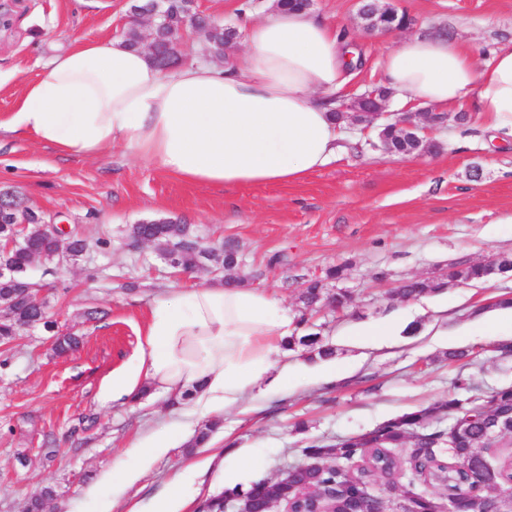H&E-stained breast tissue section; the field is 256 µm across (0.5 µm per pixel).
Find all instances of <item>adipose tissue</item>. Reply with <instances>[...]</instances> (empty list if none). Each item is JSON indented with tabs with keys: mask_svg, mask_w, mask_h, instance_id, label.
<instances>
[{
	"mask_svg": "<svg viewBox=\"0 0 512 512\" xmlns=\"http://www.w3.org/2000/svg\"><path fill=\"white\" fill-rule=\"evenodd\" d=\"M237 34L220 70L201 58L162 70L115 37L79 44L41 67L0 133L29 134L61 157L119 147L213 187L297 183L336 163L346 124L335 95L358 59L353 42L304 9H274ZM380 65L403 104L459 109L473 96L489 129L512 137V46L480 67L446 35H414ZM292 323L262 288H163L139 373L164 393L195 387L190 415L233 409L262 394Z\"/></svg>",
	"mask_w": 512,
	"mask_h": 512,
	"instance_id": "obj_1",
	"label": "adipose tissue"
}]
</instances>
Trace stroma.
<instances>
[{
  "mask_svg": "<svg viewBox=\"0 0 512 512\" xmlns=\"http://www.w3.org/2000/svg\"><path fill=\"white\" fill-rule=\"evenodd\" d=\"M406 29L366 33L360 0H313L311 10L353 39L361 56L344 102L383 87L379 62L406 37L447 32L477 64L512 44V0H389ZM134 0H0L9 23L0 28V120L15 112L42 64L80 41L122 35ZM465 122L433 128L421 156L376 149L375 130L348 121L344 155L290 185L218 188L180 182L121 150L102 158L57 156L32 138H0V187L91 243L77 263H34L48 291L53 331L22 328L0 348V512H26L46 485L57 491L44 512H98L99 499L135 465L129 442L148 428L169 426L172 444L126 496L152 512L157 499L178 495V512H197L234 472L241 487L273 480L305 462L314 441L334 443L447 397L457 378L484 397L512 386V357L466 330L479 312L512 299V271L474 285L445 279L450 269L512 256V142L489 138L485 116L466 107ZM169 218L193 225L207 245L237 252L233 277L271 291L291 315L307 313L301 334L318 335L336 361L351 364L342 379L312 385L296 379L262 400L222 412L209 443L187 451L201 423L149 389L134 403H103L105 384L131 371L145 342L143 321L153 294L182 282L154 246L128 248L134 224ZM343 269L327 278L329 268ZM319 277L327 293L347 292L336 310H305L301 293ZM444 279L442 291L404 299L394 290L415 279ZM97 318H89V311ZM403 317L383 345L357 343L355 324ZM81 336L59 356L53 337ZM469 352L466 363L448 360ZM56 448L47 458V448ZM211 458L185 490L174 478Z\"/></svg>",
  "mask_w": 512,
  "mask_h": 512,
  "instance_id": "stroma-1",
  "label": "stroma"
}]
</instances>
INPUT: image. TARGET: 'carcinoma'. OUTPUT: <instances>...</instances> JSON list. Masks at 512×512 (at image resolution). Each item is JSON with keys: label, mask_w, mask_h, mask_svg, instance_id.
Here are the masks:
<instances>
[{"label": "carcinoma", "mask_w": 512, "mask_h": 512, "mask_svg": "<svg viewBox=\"0 0 512 512\" xmlns=\"http://www.w3.org/2000/svg\"><path fill=\"white\" fill-rule=\"evenodd\" d=\"M236 39V30L220 27L211 33V47L223 53ZM131 233L140 234L153 240L160 249L173 246V263L188 266H200L193 244L195 234L189 224H177L169 219H153L146 224H136ZM55 244L40 224H31L27 239L21 247L0 253V266L15 270L11 276L0 278V302L10 303L12 319L0 322V345L8 346L23 326L38 317V309L23 298L25 289L35 285V281L24 274L34 258L45 262L54 261ZM208 260L230 269L237 264L233 247L210 250ZM512 269V257L494 262L469 265L455 270L453 278L463 283L486 281L497 270ZM444 283L435 280H413L396 289L402 298H412L442 289ZM324 284L320 280L307 282L302 302L305 308H312L322 301ZM301 345L320 358H329L334 354L332 348L321 343L312 334L301 337H288V346ZM448 416L462 424V431L453 433L450 441L453 446L444 449L441 440L444 430L431 429V421L439 416ZM494 420L503 427L504 435H512V387L496 390L486 397L461 399L450 395L432 405L415 408L401 416L390 419L377 428L341 440L335 444L314 443L305 448L306 455H316L326 451L335 456V466L328 468L298 467L294 482L309 492L310 498L340 493L347 488L348 495L341 499L342 508L365 512L371 508L375 494L359 487L362 480L373 476L385 479V493L398 488V474L389 462L396 459L393 452L406 443H411V461L430 462L429 468H414V475L425 484L438 487L451 500L454 512H494L498 508L502 494L512 487V452L496 456L495 468L484 469L483 460L488 458L494 443L485 434L487 422ZM221 427V421L212 420L202 427L194 437L190 447L197 448L208 442ZM357 465L356 480L349 479L347 465ZM247 495L263 506L265 483L259 480L248 489L236 486L225 489L219 498L205 501V512H224V503ZM56 496L54 486H46L40 495L30 501L27 512H43L46 501ZM405 502L417 509V512H430L431 497L411 491L404 492Z\"/></svg>", "instance_id": "1"}]
</instances>
